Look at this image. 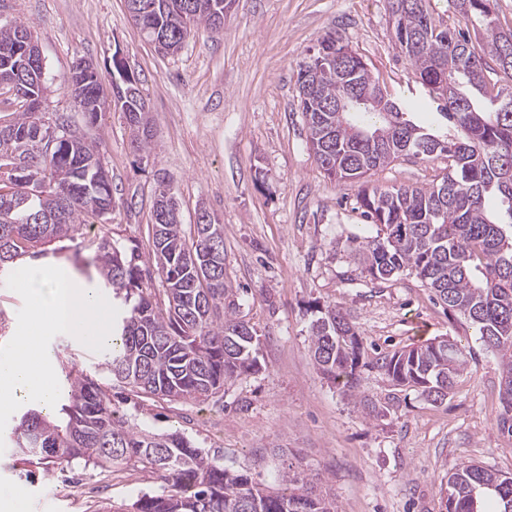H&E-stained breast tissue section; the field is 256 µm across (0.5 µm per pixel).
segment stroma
<instances>
[{
    "label": "stroma",
    "mask_w": 512,
    "mask_h": 512,
    "mask_svg": "<svg viewBox=\"0 0 512 512\" xmlns=\"http://www.w3.org/2000/svg\"><path fill=\"white\" fill-rule=\"evenodd\" d=\"M14 20L31 25L50 75L46 119L64 113L83 125L64 86L77 57L96 64L106 88L113 55L125 59L149 106L156 148L135 151L121 113H102L97 132L112 178V242L148 255L159 185L170 188L182 223H196L207 210L224 226V267L239 313L260 337V371L226 386L216 402L139 397L103 376L131 425L179 431L269 486L289 465L310 469L340 512H441V486L457 467L472 462L512 474V435L497 424L498 360L415 275L368 276L352 249L377 228L360 215L359 186L325 175L307 143L297 75L329 31L415 120L450 133L394 44L386 0H234L222 34L199 29L173 56L143 37L124 0H0V25ZM447 165L402 158L371 181L425 187ZM98 231L82 226L76 241L41 265L99 285L81 249ZM317 302L341 306L355 325L365 349L360 389L377 415H364L315 366L308 324ZM434 338L459 341L471 353L466 373L436 404L394 385L377 364ZM10 461V452L0 453V512H12L17 487L26 492V512H98L163 488L133 467L108 471L76 461L25 479Z\"/></svg>",
    "instance_id": "stroma-1"
}]
</instances>
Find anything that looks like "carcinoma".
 <instances>
[{"label":"carcinoma","instance_id":"cac0c4a2","mask_svg":"<svg viewBox=\"0 0 512 512\" xmlns=\"http://www.w3.org/2000/svg\"><path fill=\"white\" fill-rule=\"evenodd\" d=\"M130 17L156 49L175 55L200 27H224L226 0H125ZM455 9L478 21L480 42L416 5L388 0L395 44L422 84L441 101L440 115L457 132L441 138L388 109L383 87L362 57L334 35L318 41L298 73L303 112L314 160L334 179L360 184L358 204L377 235L354 250L374 280L415 275L448 311L460 316L499 360L498 426L512 433V107L498 104L512 80V30L496 24L491 0H454ZM24 21L0 25V82L14 95L0 121V279L26 255L74 239L95 219L112 213V179L95 139L58 116L62 141L44 151L49 129L39 116L47 86L46 66L24 59ZM112 104L122 112L139 152L155 145L138 79L112 58ZM99 74L86 67L76 96L91 105L94 125L106 103L97 101ZM443 157L448 172L428 187L381 188L372 172L402 158ZM84 248L104 287L121 301L105 369L131 391L150 398L205 403L239 377L258 371V336L239 314L224 277V227L214 218L186 226L172 193L159 190L152 205L150 262L112 245L104 229ZM164 285L160 304L143 287L152 274ZM309 325L317 369L342 387L365 415L376 406L359 389L363 346L341 308L317 305ZM465 348L448 339L404 349L381 360L396 386L414 387L429 401L444 400L467 370ZM64 403L58 415L37 406L12 428V467L81 460L100 469L136 467L158 476L160 494L144 493L125 512H339L336 499L318 490V478L288 466L276 487L224 467L223 458L194 446L177 431L138 429L119 415L97 378L76 365L62 367ZM443 512H512V476L480 464H463L448 475Z\"/></svg>","mask_w":512,"mask_h":512}]
</instances>
